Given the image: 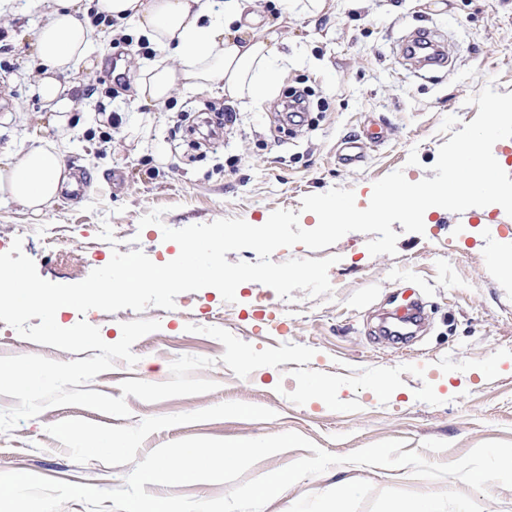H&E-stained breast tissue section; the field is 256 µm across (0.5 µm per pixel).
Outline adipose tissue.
Segmentation results:
<instances>
[{"instance_id": "adipose-tissue-1", "label": "adipose tissue", "mask_w": 512, "mask_h": 512, "mask_svg": "<svg viewBox=\"0 0 512 512\" xmlns=\"http://www.w3.org/2000/svg\"><path fill=\"white\" fill-rule=\"evenodd\" d=\"M97 8L113 27L87 20L84 0H51L35 32L40 65L36 90L52 112L57 128L68 127L77 100L56 75L88 58L95 44L119 35L122 24L174 59L173 64L144 71L133 87L139 99L164 104L177 89H222L225 98L264 97L283 59L289 11L276 22L263 24V0H98ZM66 140L35 145L16 155L0 152V200L16 203L32 217H40L76 180L65 170Z\"/></svg>"}]
</instances>
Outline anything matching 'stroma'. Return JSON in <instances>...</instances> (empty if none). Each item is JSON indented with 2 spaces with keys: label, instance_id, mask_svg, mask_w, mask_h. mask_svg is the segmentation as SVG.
Returning a JSON list of instances; mask_svg holds the SVG:
<instances>
[{
  "label": "stroma",
  "instance_id": "35a3bbf8",
  "mask_svg": "<svg viewBox=\"0 0 512 512\" xmlns=\"http://www.w3.org/2000/svg\"><path fill=\"white\" fill-rule=\"evenodd\" d=\"M45 10L44 0H18L17 12L0 18V117L12 115L9 123L0 120V150L20 153L58 137L35 91L33 44ZM416 27L441 32L450 49L448 67L418 71L400 58L401 37ZM283 52L276 81L259 101L229 103L219 89H180L165 105L150 107L133 96L130 80L167 61V54L145 52L131 30L121 44L95 45L89 63L59 76L63 85L82 86L64 163L83 179L84 190L77 198L61 196L36 223L17 204L1 203L0 249L21 239L41 278L72 284L105 266L116 251L139 250L157 264L175 259L179 247L164 240L166 226L221 218L256 226L273 210L288 209L311 229L318 218L303 210L304 196L342 187L363 209L374 182L395 170L412 182L434 178L439 147L448 140L439 131L442 119L471 122L478 108L466 99L485 85L512 92V0H336L335 13L316 22L295 12ZM115 57L125 67L119 84L102 69ZM299 85L311 92V112L308 124L291 132L281 126L283 94ZM226 106L237 121L225 128L223 149L193 148L190 128L200 114ZM113 113L121 124L108 122ZM375 123L386 126L385 140L365 143L359 165H339L342 141L363 136ZM159 207L161 225L140 227V218ZM105 221L115 243L98 237ZM424 226L419 235L393 222L398 240L392 255L371 256L368 235L358 232L321 250L297 245L273 254L276 263L335 257L329 297L313 299L297 289L288 301L245 282L232 303L205 288L178 295L174 309L148 307L144 318L160 328L133 345L137 365L117 361L88 390L117 398L122 381L164 382L171 361L182 355L212 359L198 375L216 381L217 389L157 402L131 396L126 419L80 406L46 408L0 433V473L116 489L132 464L76 463L48 426L72 418L132 426L229 401L267 407L276 416L171 427L149 435L138 457L188 437L284 432L339 456L401 439L407 450L444 463L485 441L512 442V277L504 273L512 265V217L496 204L461 213L432 207ZM413 300L424 307V331L406 341L385 336L381 314ZM135 317L129 308L83 316L69 308L59 324L69 328L86 319L113 344L122 323ZM27 354L67 362L95 352L41 345L0 321V356ZM340 482L356 490L350 512H390L403 495L427 500L431 512H512V488L493 485L482 495L453 477L420 480L406 467L352 464L300 480L263 512H336Z\"/></svg>",
  "mask_w": 512,
  "mask_h": 512
}]
</instances>
